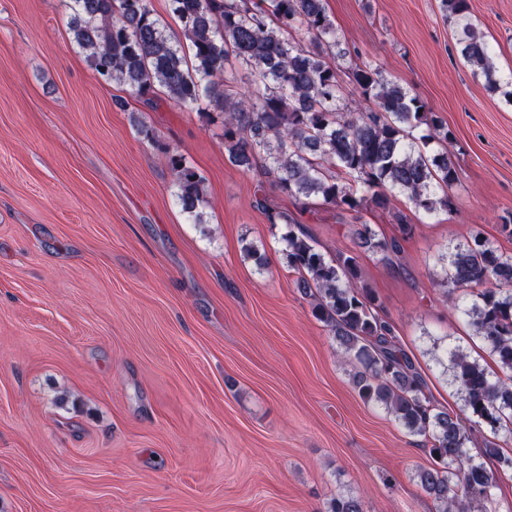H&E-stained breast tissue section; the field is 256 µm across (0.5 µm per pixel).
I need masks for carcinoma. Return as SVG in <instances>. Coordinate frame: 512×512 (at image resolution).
<instances>
[{
  "instance_id": "cac0c4a2",
  "label": "carcinoma",
  "mask_w": 512,
  "mask_h": 512,
  "mask_svg": "<svg viewBox=\"0 0 512 512\" xmlns=\"http://www.w3.org/2000/svg\"><path fill=\"white\" fill-rule=\"evenodd\" d=\"M441 6L456 26L465 62L485 78L488 91L512 103L490 46L471 22L469 0H441ZM172 10L183 24L192 65L154 17L149 0H73L69 30L102 79L130 87L148 104L159 91L180 107L210 98L229 162L244 171L261 168L281 194L303 205L315 201L359 220L367 210H387L388 191L397 189L417 211L451 208L448 189L457 184L458 172L448 151L427 154L413 145L419 129L424 142H447L451 131L418 97L371 65H356L349 75L376 108L345 102L336 66L317 51L328 40L333 49L339 45L325 0H265L258 9L248 0H172ZM234 61L257 75L239 97L226 89L227 66ZM169 165L179 205L199 216L203 178L180 156H170ZM260 206L269 223L288 225V270L296 288L311 298L315 318L361 366L352 374L359 396L384 406L422 437L433 460L417 473L422 490L440 512H496L495 491L512 475V455L486 442L484 454L496 461V471L467 455L469 429L431 401L394 325L378 312L376 296L357 284V255L326 258L288 213L264 200ZM398 225L392 237L369 224L359 225L354 236L363 252L389 262L413 230L402 217ZM440 286L451 292L479 289L464 314L502 376L492 379L478 362L457 355L455 379L472 416L512 436V256L477 235L451 256ZM327 512H364V502L338 494Z\"/></svg>"
}]
</instances>
